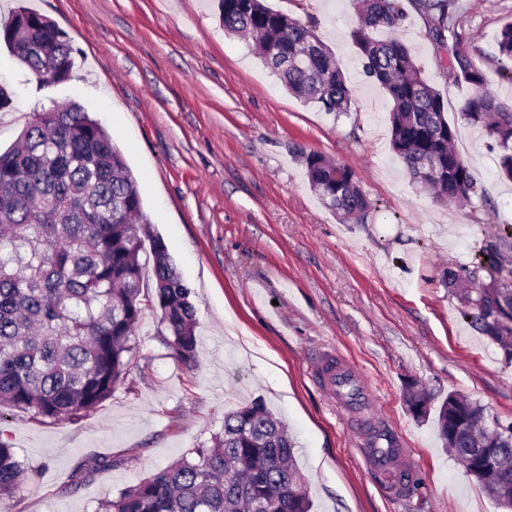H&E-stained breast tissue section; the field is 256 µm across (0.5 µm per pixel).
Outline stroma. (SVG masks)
Returning <instances> with one entry per match:
<instances>
[{
  "instance_id": "35a3bbf8",
  "label": "stroma",
  "mask_w": 512,
  "mask_h": 512,
  "mask_svg": "<svg viewBox=\"0 0 512 512\" xmlns=\"http://www.w3.org/2000/svg\"><path fill=\"white\" fill-rule=\"evenodd\" d=\"M21 2L67 34L74 65L67 82L40 88L0 48V85L13 99L0 112V149L34 113L71 100L102 122L138 183L151 236L192 290L197 358L188 366L172 356L149 313L126 381L94 410L62 422L7 410L0 433L28 474L0 512H99L208 444L225 411L257 399L296 444L312 512H502L445 450L434 419H416L404 399L415 380L435 402L460 393L512 423V364L463 319L443 281L512 224V183L485 132L461 119L472 89L438 65L421 18L409 13L398 36L447 101L485 202H433L392 152L388 98L353 44L354 0H267L334 53L353 99L339 115L289 95L252 40L220 25L217 0H0V26ZM452 15L490 90L512 101L495 47L512 0H454ZM312 152L354 170L373 204L366 223H339L323 206L305 174ZM327 347L367 381L375 404L336 413L314 377ZM380 430L421 462L419 485L399 500L357 454ZM106 456L112 468L96 471ZM79 467L94 479L64 492Z\"/></svg>"
}]
</instances>
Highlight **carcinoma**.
Masks as SVG:
<instances>
[{
	"instance_id": "obj_1",
	"label": "carcinoma",
	"mask_w": 512,
	"mask_h": 512,
	"mask_svg": "<svg viewBox=\"0 0 512 512\" xmlns=\"http://www.w3.org/2000/svg\"><path fill=\"white\" fill-rule=\"evenodd\" d=\"M454 0H359L354 40L364 76L388 95L390 144L412 180L437 203H472L478 184L455 147L447 106L423 76L413 49L397 33L413 10L424 22L440 66L474 93L461 118L485 129L498 150L499 174L512 180V103L488 89L485 70L453 33ZM220 20L252 36L263 62L284 87L326 112L349 111L351 91L327 47L308 26L263 0H219ZM16 62L37 83H64L74 64L67 35L46 16L20 7L0 27ZM500 60L512 62V24L497 38ZM308 181L344 223L362 224L373 208L354 171L318 153L305 157ZM139 186L103 125L77 102L34 114L16 144L0 153V409L52 421L75 420L107 400L137 355L132 336L146 312L159 315L165 344L180 362H196V307L164 242L151 239L154 293H142L144 237ZM512 254V228L468 266L448 268L460 313L512 360V343L491 334L512 328L507 291L464 288L490 283ZM410 413L424 419L431 397L406 384ZM485 408L451 393L436 424L448 451L466 466L480 443ZM497 471L468 472L512 509V425L499 426ZM144 477L104 504L105 512H311L312 503L286 425L260 400L224 412L212 445ZM26 470L0 434V504L15 498Z\"/></svg>"
}]
</instances>
